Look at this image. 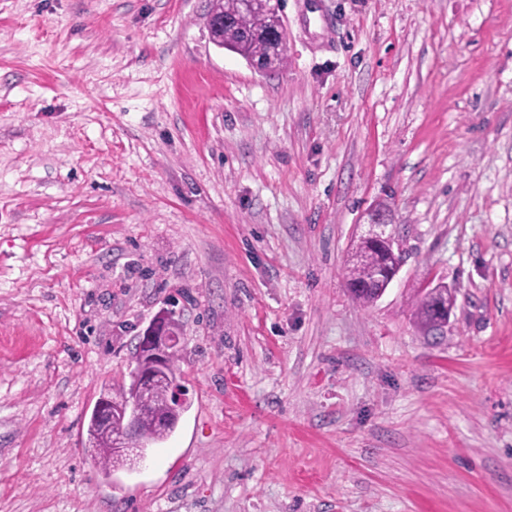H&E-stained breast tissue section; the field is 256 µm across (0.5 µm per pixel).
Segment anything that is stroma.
<instances>
[{
    "instance_id": "stroma-1",
    "label": "stroma",
    "mask_w": 512,
    "mask_h": 512,
    "mask_svg": "<svg viewBox=\"0 0 512 512\" xmlns=\"http://www.w3.org/2000/svg\"><path fill=\"white\" fill-rule=\"evenodd\" d=\"M210 6L0 0V512H512V0H280L264 73ZM163 309L189 406L103 472ZM365 225V230L360 235L361 238L367 239L375 247L387 248L394 251L396 239L391 231H388L390 226L389 221L381 215L373 214L370 222ZM383 259L377 250L360 244L351 255L346 271L347 284L354 299L364 306L372 304L376 295L375 290L379 289L372 284L375 272Z\"/></svg>"
}]
</instances>
